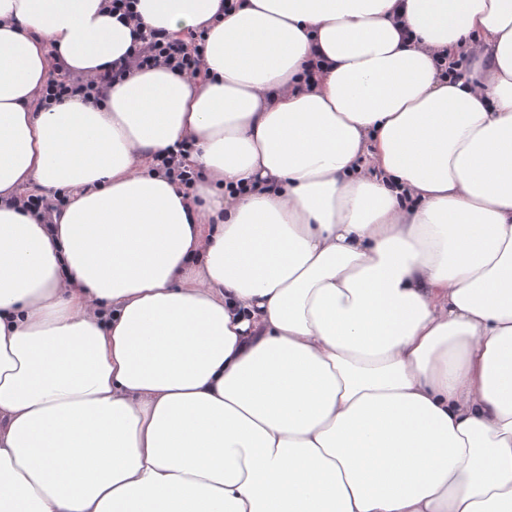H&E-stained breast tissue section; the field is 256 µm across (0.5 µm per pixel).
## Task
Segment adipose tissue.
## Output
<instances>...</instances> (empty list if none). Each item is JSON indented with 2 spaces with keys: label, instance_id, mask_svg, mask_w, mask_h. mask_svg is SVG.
Segmentation results:
<instances>
[{
  "label": "adipose tissue",
  "instance_id": "adipose-tissue-1",
  "mask_svg": "<svg viewBox=\"0 0 512 512\" xmlns=\"http://www.w3.org/2000/svg\"><path fill=\"white\" fill-rule=\"evenodd\" d=\"M235 3L0 0V512H512V0ZM187 33L189 44L171 41L161 31H146L139 44L131 49L132 62L141 69H150L163 63L177 73L196 75L203 64L207 33L203 30H191ZM54 68L58 71V77L50 80L43 89L40 106L44 108L50 107L65 98L76 96L84 99L97 98L103 93L104 89L121 80L126 72L125 65L121 63L99 76L83 80L64 72L60 63L55 62ZM157 162L158 169L164 170L169 177L179 181L185 187L193 186L199 177V172L184 164L177 155H159Z\"/></svg>",
  "mask_w": 512,
  "mask_h": 512
}]
</instances>
